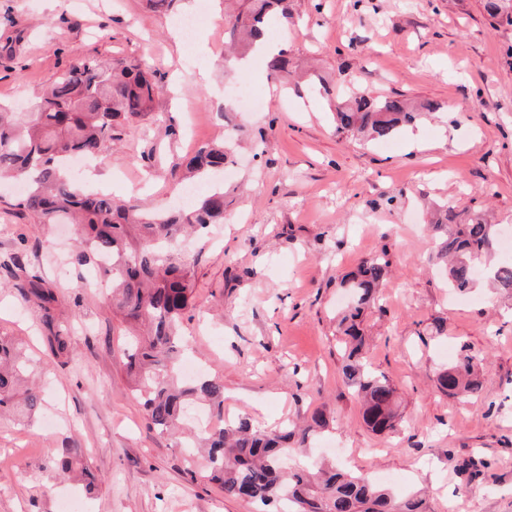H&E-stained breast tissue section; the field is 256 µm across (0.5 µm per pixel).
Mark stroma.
Listing matches in <instances>:
<instances>
[{"label":"stroma","instance_id":"stroma-1","mask_svg":"<svg viewBox=\"0 0 512 512\" xmlns=\"http://www.w3.org/2000/svg\"><path fill=\"white\" fill-rule=\"evenodd\" d=\"M294 23L271 18L297 80L268 77L263 55L245 71L224 66V0H0V103L31 111L41 90L78 59L138 60L164 88L153 111L119 128L85 184L143 207L188 210L174 168L233 127L238 165L224 190L223 223L185 238L196 257L194 309L184 323L189 356L224 382V419L258 426L328 423L294 461L336 444L345 468L383 477L403 496L423 488L429 512H512V300L480 281L461 297L429 263L424 228L433 203L486 213L512 233V23L483 0H291ZM210 23L185 49L179 18ZM372 94L442 104L389 141L337 134L332 105L349 80ZM261 90L257 112L224 115L227 86ZM420 134L421 144L410 135ZM0 182V334L22 340L43 374L45 415L0 416V512H57L82 482L45 470L46 451L85 449L101 483L86 512H253L225 497L174 438L146 427L120 367L117 321L80 268L54 260L74 249L69 226L35 224ZM391 267L363 328L373 368L396 387L404 416L390 436L369 431L340 369L337 315L350 300L340 281L366 258ZM45 271L75 330L69 354L52 357L39 312L24 303L5 264ZM446 321L448 333L432 332ZM467 342L481 360L478 398L436 386L449 353Z\"/></svg>","mask_w":512,"mask_h":512}]
</instances>
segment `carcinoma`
<instances>
[{"label": "carcinoma", "instance_id": "1", "mask_svg": "<svg viewBox=\"0 0 512 512\" xmlns=\"http://www.w3.org/2000/svg\"><path fill=\"white\" fill-rule=\"evenodd\" d=\"M224 4L231 9V48L241 57L256 50L269 18H291L288 0H224ZM485 7L491 16L512 22V0H486ZM289 66L284 49L268 62L279 82L291 76ZM161 92L155 73L136 61L81 59L40 93L29 118L0 105V177L28 184L19 207L35 224L73 226V265L84 266L93 256L108 259L101 273L112 286L108 302L123 338L124 371L147 427L164 433L176 427L189 409H207L219 426L190 428L189 439L177 446L191 458L197 449H204L205 468L224 496L253 504L257 512L280 503L281 512H428L423 492L397 496L367 475L338 466L314 463L286 472L289 450L305 446L312 427L325 428L323 411H316L313 425L305 428L288 423L256 428L247 418L226 425L223 381L210 375L182 376L179 349L184 343L182 323L193 307L195 259L176 248L175 241L185 233H202L223 223L224 191L209 192L188 211L148 210L132 198L118 201L104 190L80 189L69 178L67 165L73 156L99 157L125 120L154 111ZM418 116L419 109L400 94L373 97L352 91L336 105V132L366 141L391 140ZM234 157L229 144L202 146L186 161L184 178L208 176ZM429 227L438 239L434 259L445 263L448 287L459 293L474 288L479 266L498 250L496 225L476 212L465 224H450L445 216ZM389 266L385 252L360 263L344 281L353 300L338 321L343 378L361 401L363 423L379 434L396 432L401 414L394 385L366 362L362 324ZM18 270L19 295L39 310L51 355H65L68 332L53 315L57 293L41 274L22 266ZM486 279L491 287L511 294L512 259L488 266ZM29 362L0 336V414L25 420L40 412V385L24 384L31 374ZM477 368L471 346L461 343L454 362L437 375L439 389L450 396H478L482 384ZM84 460V449L65 444L53 449L48 465L64 475L84 466Z\"/></svg>", "mask_w": 512, "mask_h": 512}]
</instances>
